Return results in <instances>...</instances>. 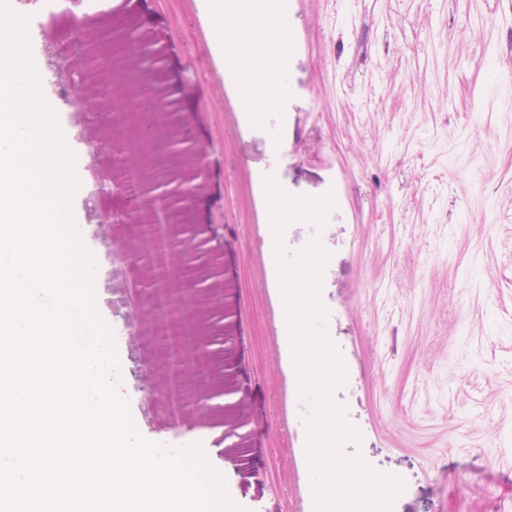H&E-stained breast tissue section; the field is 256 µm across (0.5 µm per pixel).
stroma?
I'll list each match as a JSON object with an SVG mask.
<instances>
[{"instance_id": "1", "label": "stroma", "mask_w": 512, "mask_h": 512, "mask_svg": "<svg viewBox=\"0 0 512 512\" xmlns=\"http://www.w3.org/2000/svg\"><path fill=\"white\" fill-rule=\"evenodd\" d=\"M202 0H101L165 63L154 93L174 126L211 146L169 180L197 185L210 252L198 330L218 339L208 375L226 390L207 418L170 423L143 394L142 314L126 297L148 268L96 244V308L126 335L120 391L141 434H214L226 491L244 512H313L301 461L310 406L289 375L263 265L266 188L333 194L324 225L292 223L287 250L323 242L325 331L346 370L333 398L359 441L343 444L403 479L392 512H512V0H288L293 17L278 111L247 123L213 73ZM229 103L214 112L212 100Z\"/></svg>"}]
</instances>
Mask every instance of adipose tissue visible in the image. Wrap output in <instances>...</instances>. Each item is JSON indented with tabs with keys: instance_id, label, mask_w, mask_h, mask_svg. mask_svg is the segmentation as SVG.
I'll return each mask as SVG.
<instances>
[{
	"instance_id": "obj_1",
	"label": "adipose tissue",
	"mask_w": 512,
	"mask_h": 512,
	"mask_svg": "<svg viewBox=\"0 0 512 512\" xmlns=\"http://www.w3.org/2000/svg\"><path fill=\"white\" fill-rule=\"evenodd\" d=\"M227 75L237 83L240 109L253 121L280 106L288 68L284 50L292 25L288 0H205Z\"/></svg>"
}]
</instances>
